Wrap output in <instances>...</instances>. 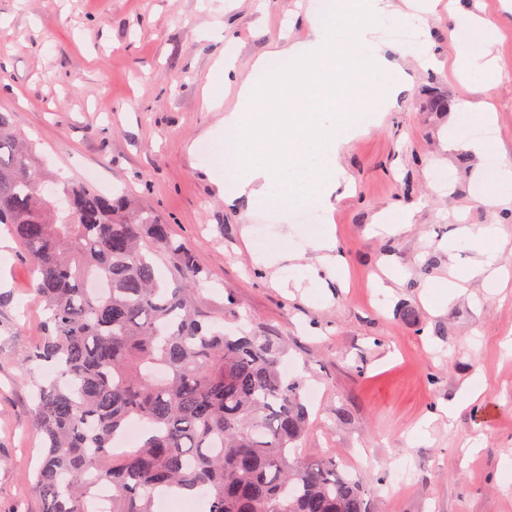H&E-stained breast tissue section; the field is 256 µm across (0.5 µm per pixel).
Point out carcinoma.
<instances>
[{
  "label": "carcinoma",
  "instance_id": "cac0c4a2",
  "mask_svg": "<svg viewBox=\"0 0 512 512\" xmlns=\"http://www.w3.org/2000/svg\"><path fill=\"white\" fill-rule=\"evenodd\" d=\"M33 143L0 112V224L21 244L46 318L20 365L36 387L43 512H154L187 486L208 512H367L360 478L332 457L303 460V380L265 330L224 332L199 290L193 248L143 201L65 181L44 193ZM139 421V446L116 454Z\"/></svg>",
  "mask_w": 512,
  "mask_h": 512
}]
</instances>
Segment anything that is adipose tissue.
Listing matches in <instances>:
<instances>
[{
	"mask_svg": "<svg viewBox=\"0 0 512 512\" xmlns=\"http://www.w3.org/2000/svg\"><path fill=\"white\" fill-rule=\"evenodd\" d=\"M401 12L399 0H330L328 16H311L304 39L275 44L274 55L290 64L288 74L246 80L235 106L224 109L232 136L224 143V171L214 180L225 202L272 201L284 209L310 197L332 210L341 131L355 127L358 106L387 112L397 103L405 72L377 34ZM489 36L480 19L460 17L457 64L476 77L474 92L484 98L498 82L478 52ZM254 256L285 288L317 287L324 277H335L341 263L331 224L308 235L304 253L264 247Z\"/></svg>",
	"mask_w": 512,
	"mask_h": 512,
	"instance_id": "ef3b65f1",
	"label": "adipose tissue"
}]
</instances>
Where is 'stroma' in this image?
<instances>
[{
	"label": "stroma",
	"instance_id": "35a3bbf8",
	"mask_svg": "<svg viewBox=\"0 0 512 512\" xmlns=\"http://www.w3.org/2000/svg\"><path fill=\"white\" fill-rule=\"evenodd\" d=\"M322 0H0V112L37 144L62 179L141 198L195 245L211 280L200 295L240 322L288 344V373L305 381L309 427L303 459H336L367 491L369 512H512V211L482 202L492 188L486 158L512 168V14L499 0H440L416 21L436 66L405 68L399 109L362 114L365 130L344 144L338 179L349 195L332 213L299 202L249 209L225 204L212 180L224 153L207 139L224 112L204 89L232 57V84L264 81L254 70L280 39H303ZM483 17L496 41L500 82L487 100L495 136L483 155L445 143L452 106L472 97L454 65L460 10ZM447 99L449 111L432 109ZM332 220L344 278L325 288L277 287L253 245L287 240L299 250L309 224ZM408 217L401 230L379 214ZM500 228L506 287L478 276L440 305L424 285L479 267L468 232ZM251 226L252 244L242 238ZM43 306L29 262L0 224V512L31 491L42 439L18 364L41 330ZM482 389L455 407L465 384Z\"/></svg>",
	"mask_w": 512,
	"mask_h": 512
}]
</instances>
